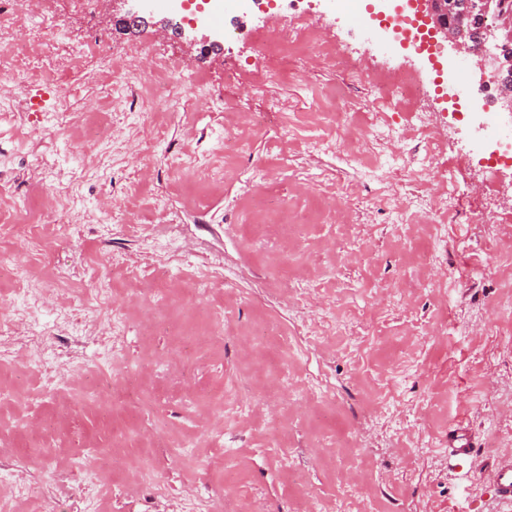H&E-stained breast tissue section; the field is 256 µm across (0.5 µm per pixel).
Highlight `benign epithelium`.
Wrapping results in <instances>:
<instances>
[{
  "label": "benign epithelium",
  "mask_w": 512,
  "mask_h": 512,
  "mask_svg": "<svg viewBox=\"0 0 512 512\" xmlns=\"http://www.w3.org/2000/svg\"><path fill=\"white\" fill-rule=\"evenodd\" d=\"M431 33L438 43H449L458 52H474L480 69L492 70L498 85L497 103L512 114V54L507 41L512 33L507 25L480 21L475 28L447 20L441 0H416ZM105 19L119 25L131 19H146V0H102Z\"/></svg>",
  "instance_id": "benign-epithelium-1"
}]
</instances>
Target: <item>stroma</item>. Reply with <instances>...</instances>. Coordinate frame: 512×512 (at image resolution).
<instances>
[{"label": "stroma", "mask_w": 512, "mask_h": 512, "mask_svg": "<svg viewBox=\"0 0 512 512\" xmlns=\"http://www.w3.org/2000/svg\"><path fill=\"white\" fill-rule=\"evenodd\" d=\"M275 18L231 13L242 41L192 63L206 86L164 117L147 168L151 125L130 107L152 57L180 48L98 14L28 32L32 69L60 64L56 29L100 39L121 69L109 83L90 79L95 61L69 71L74 96L30 85L31 110L0 127V180L18 191L0 202V260L31 289L23 318L0 296L16 328L0 345V469L27 472L14 512H502L489 475L512 457V224L490 218L512 210V166L487 198L471 165L455 223H407L398 202L423 186L351 168L345 115L308 118L336 86L367 104L366 82L329 59L285 82L225 80L252 68L246 34ZM102 105L110 139L84 151L58 115ZM230 111L262 124L226 154ZM324 124L335 151L318 145ZM331 194L341 210L324 223ZM493 250L506 259L492 271ZM46 356L61 365L47 395ZM104 369L112 389L86 405ZM460 424L478 448L465 460L448 447ZM143 469L151 482L134 480Z\"/></svg>", "instance_id": "obj_1"}]
</instances>
